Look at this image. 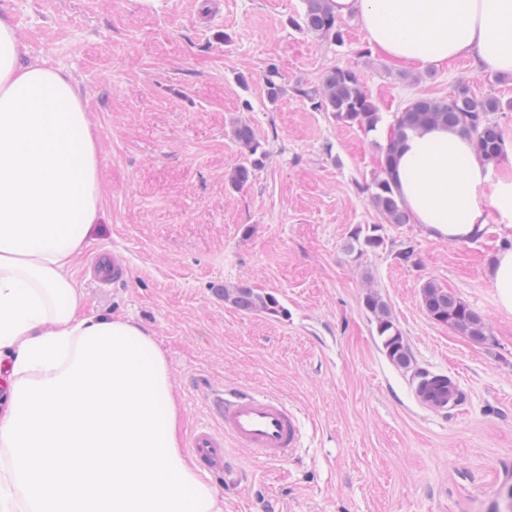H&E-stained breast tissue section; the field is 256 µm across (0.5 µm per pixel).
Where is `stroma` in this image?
<instances>
[{
	"label": "stroma",
	"mask_w": 512,
	"mask_h": 512,
	"mask_svg": "<svg viewBox=\"0 0 512 512\" xmlns=\"http://www.w3.org/2000/svg\"><path fill=\"white\" fill-rule=\"evenodd\" d=\"M31 57L71 74L86 93L104 174V214L75 276L86 311L130 318L154 336L177 387L182 439L211 417L206 391L238 384L284 398L303 446L276 463L228 449L205 475L224 512H512V311L487 270L504 239L430 238L385 224L371 203L381 171L375 132L317 109L295 91L331 68L357 72L392 127L419 97L459 86L505 102L495 113L512 147V75L468 61L413 73L368 53L357 19L330 45L301 30L304 0H0ZM278 68L288 92L269 102ZM247 121L268 152L251 183L232 189L243 160L231 136ZM381 224L360 250L356 227ZM413 248L416 259L400 260ZM103 251L128 275L98 286ZM453 293L487 324L480 344L434 321L425 283ZM272 294L279 314L244 313L219 287ZM387 304L414 361L382 352L366 292ZM448 376L460 405L418 398L414 369Z\"/></svg>",
	"instance_id": "stroma-1"
}]
</instances>
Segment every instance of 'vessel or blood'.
<instances>
[{
    "mask_svg": "<svg viewBox=\"0 0 512 512\" xmlns=\"http://www.w3.org/2000/svg\"><path fill=\"white\" fill-rule=\"evenodd\" d=\"M215 427L197 429L188 448L198 467L208 472L226 469V447L242 448L262 462H278L301 443L296 411L278 395L247 386L227 385L208 396Z\"/></svg>",
    "mask_w": 512,
    "mask_h": 512,
    "instance_id": "vessel-or-blood-1",
    "label": "vessel or blood"
}]
</instances>
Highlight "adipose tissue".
<instances>
[{
  "label": "adipose tissue",
  "instance_id": "ef3b65f1",
  "mask_svg": "<svg viewBox=\"0 0 512 512\" xmlns=\"http://www.w3.org/2000/svg\"><path fill=\"white\" fill-rule=\"evenodd\" d=\"M375 55L421 72L458 59L512 74V0H331ZM394 189L429 237L512 236V166L459 128L405 131ZM85 95L28 57L0 14V512H224L180 443L154 336L90 315L74 278L103 216Z\"/></svg>",
  "mask_w": 512,
  "mask_h": 512
}]
</instances>
